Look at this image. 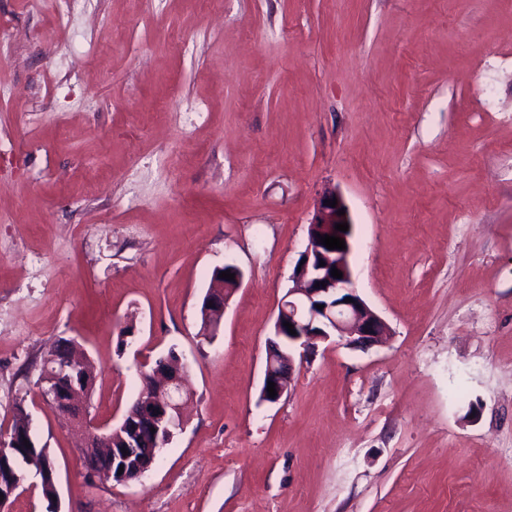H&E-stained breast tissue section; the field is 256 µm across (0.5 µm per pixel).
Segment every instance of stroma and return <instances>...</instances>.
Returning a JSON list of instances; mask_svg holds the SVG:
<instances>
[{"mask_svg":"<svg viewBox=\"0 0 512 512\" xmlns=\"http://www.w3.org/2000/svg\"><path fill=\"white\" fill-rule=\"evenodd\" d=\"M0 426L24 401L61 512H512V0H0ZM389 327L267 340L325 188ZM244 279L215 335L216 269ZM73 339L119 423L176 352L183 426L88 482L38 363ZM228 297L229 296L225 293V290H223V288H219L216 283L212 288H208L201 305L202 311L209 322L207 330H210L206 336H212L216 333L221 318L224 315V308ZM209 302H212V307H209Z\"/></svg>","mask_w":512,"mask_h":512,"instance_id":"1","label":"stroma"}]
</instances>
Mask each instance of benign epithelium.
<instances>
[{
    "label": "benign epithelium",
    "mask_w": 512,
    "mask_h": 512,
    "mask_svg": "<svg viewBox=\"0 0 512 512\" xmlns=\"http://www.w3.org/2000/svg\"><path fill=\"white\" fill-rule=\"evenodd\" d=\"M337 200L334 207L325 205L327 200ZM348 210L341 194L334 188L322 193L308 225V240L301 259L305 263L294 272L300 283L298 288L288 289V294L278 308L273 326V337L268 345L275 347L280 355L274 361V354H268L261 394L269 403L278 402L291 386L295 346H307L319 341L337 337L347 344H373L383 336L387 326L384 320L359 295L354 286L351 267L353 224L350 214H337ZM348 224V234L336 233L335 225ZM337 236L345 241V249L325 251L319 236ZM325 265H320V262ZM338 269L343 277L331 276L332 269ZM325 282L324 287L315 284ZM228 300L225 290L218 286L208 289L201 308L209 322L208 335L216 333ZM289 322L296 334L292 335L283 323ZM68 371L65 366L55 367L42 375L44 394L57 413L65 420L87 428L86 446L92 448H115L114 427L107 424L94 425L88 418L87 399L91 392L92 372L85 370L80 380L63 385L61 378ZM184 366L173 358L162 359L151 372L143 375V392L139 400L142 412L150 419L154 428L156 448L169 444L174 431L181 426L180 411L186 393L183 387ZM275 383L277 395L269 397L268 383ZM152 468V464L137 463L125 467L118 474L110 469L101 472L103 480L126 484L140 480Z\"/></svg>",
    "instance_id": "benign-epithelium-1"
}]
</instances>
